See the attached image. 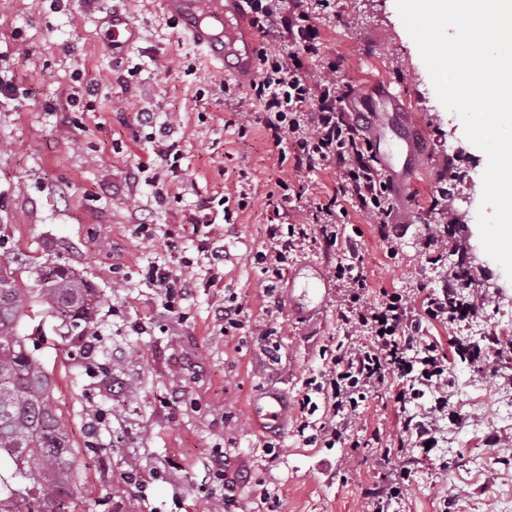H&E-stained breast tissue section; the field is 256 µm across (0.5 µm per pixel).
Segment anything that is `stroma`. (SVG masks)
<instances>
[{
    "mask_svg": "<svg viewBox=\"0 0 512 512\" xmlns=\"http://www.w3.org/2000/svg\"><path fill=\"white\" fill-rule=\"evenodd\" d=\"M318 51L307 64L330 71L337 93L375 85L402 94L421 129L426 156L396 197L390 224L403 235L382 240L377 225L358 212L342 217L335 247L308 242L291 255L280 276L266 282L254 257L272 209L268 194L288 182L298 199L286 220L308 224L316 202L332 189L326 171L297 174L274 165L259 126L237 134L225 103L223 75L182 37V25L164 15L158 0H0V70L14 71L27 98L0 102V224L8 244L33 261L65 265L89 283L101 302L93 356L59 335L53 318L42 323L35 355L52 373L54 404L76 447L71 501L74 512H227L203 480V465L227 452L229 465L250 481L236 512H362L365 493L384 474L377 451L396 444L401 424L427 414L434 394L402 405L383 386L357 422L359 447L306 444L298 428L307 379L326 366L323 351L345 344L362 350L368 339L348 335L338 307V284L323 314L296 317L288 279L308 263L328 275L352 261L371 292L411 290L415 301L439 292L457 269H468L485 303L470 322L422 321L425 340L448 354V416L439 422L438 446L413 466L395 512H512V280L483 250L477 213L485 153L469 142L458 115L439 102L428 70L407 33L395 0H315L309 7ZM124 15L139 37L113 54L100 19ZM132 71L130 85L117 79ZM89 85L77 107L67 97ZM154 113L172 126L182 145L180 176L139 138L137 115ZM149 164L150 181L131 185L128 173ZM250 186L248 206L225 225L219 281L197 288L186 316L175 322L139 270L166 263L167 238L189 259L184 278L204 277L200 237L192 227L201 200L220 197L240 180ZM167 189L166 203L155 200ZM456 219L457 250L429 263L422 243ZM154 227L155 241L133 232ZM241 302L265 337L222 335L217 305ZM142 321L143 333L130 325ZM485 344L490 355L477 370L451 351V341ZM98 373L86 370L87 363ZM111 368L104 392L103 368ZM266 386L283 390L288 415L281 437L255 425L252 401ZM179 395L178 405L168 402ZM97 445L86 448L88 437ZM278 497L260 502L263 488Z\"/></svg>",
    "mask_w": 512,
    "mask_h": 512,
    "instance_id": "1",
    "label": "stroma"
}]
</instances>
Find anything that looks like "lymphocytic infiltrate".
<instances>
[{"instance_id":"lymphocytic-infiltrate-1","label":"lymphocytic infiltrate","mask_w":512,"mask_h":512,"mask_svg":"<svg viewBox=\"0 0 512 512\" xmlns=\"http://www.w3.org/2000/svg\"><path fill=\"white\" fill-rule=\"evenodd\" d=\"M284 0H248L251 24L265 40L266 49L257 56L256 74L245 96L225 88L227 99L235 101L242 116L260 124L269 153L278 164H291L294 171L317 169L335 176L334 197L315 205L314 225L270 222L264 228L266 248L255 259L265 278H277L290 252L318 233L323 245L335 246L339 226L336 203L344 201L378 224L382 238H389L392 215L390 184L374 164L367 143L357 125L344 119L343 97L326 79H314L302 59L314 50L315 29L307 11L292 17L283 14ZM335 279L342 281L339 300L345 325L366 334L369 347L361 352L337 345L336 352L320 378L308 380L309 392L300 407L314 411L313 395L326 401L330 417L321 423L316 435L325 447L349 437L359 409L380 385H389L396 402L421 398L425 391L436 392L434 409H448L441 389L447 383V356L435 342L419 337L421 319L442 323L464 321L482 304L479 297L460 299L464 283L450 277L447 288L412 307L405 295L380 290L375 302H367L368 288L363 273L353 265L336 263ZM147 287L153 288L163 307L180 317L181 303L193 293L194 281L178 275L172 266L150 264L142 271Z\"/></svg>"}]
</instances>
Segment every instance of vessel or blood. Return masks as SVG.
Here are the masks:
<instances>
[{"label": "vessel or blood", "instance_id": "1", "mask_svg": "<svg viewBox=\"0 0 512 512\" xmlns=\"http://www.w3.org/2000/svg\"><path fill=\"white\" fill-rule=\"evenodd\" d=\"M244 0H161L163 8L183 23L192 41L227 74L250 72L256 57L255 42L242 34L246 18ZM350 109L364 117L373 146L388 143L379 162L391 182L411 180L419 168L422 150L417 129L409 120L405 102L388 89L377 87L355 95ZM323 285L312 282L293 307L303 318L324 309ZM253 409L261 428L281 429L287 414V398L278 390L261 393Z\"/></svg>", "mask_w": 512, "mask_h": 512}]
</instances>
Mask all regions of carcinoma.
Instances as JSON below:
<instances>
[{"instance_id":"cac0c4a2","label":"carcinoma","mask_w":512,"mask_h":512,"mask_svg":"<svg viewBox=\"0 0 512 512\" xmlns=\"http://www.w3.org/2000/svg\"><path fill=\"white\" fill-rule=\"evenodd\" d=\"M43 266L10 249L0 252V512H71L74 448L52 401V374L29 351L18 327L34 307L77 331L82 349L98 336L99 297L68 271L41 286Z\"/></svg>"}]
</instances>
